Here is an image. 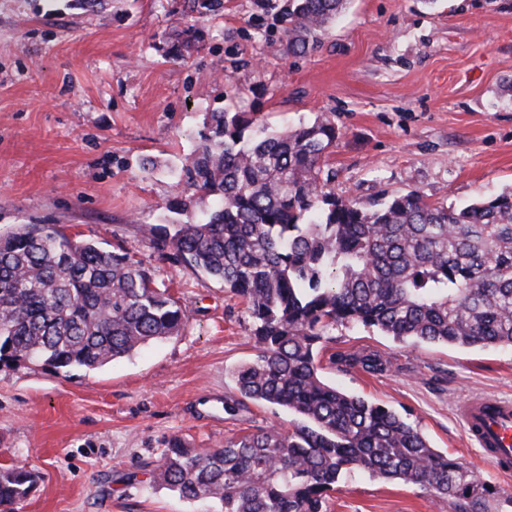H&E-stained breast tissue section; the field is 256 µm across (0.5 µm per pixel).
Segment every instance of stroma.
Instances as JSON below:
<instances>
[{"label": "stroma", "mask_w": 512, "mask_h": 512, "mask_svg": "<svg viewBox=\"0 0 512 512\" xmlns=\"http://www.w3.org/2000/svg\"><path fill=\"white\" fill-rule=\"evenodd\" d=\"M202 30L198 48L178 40ZM276 11L224 0H0V230L58 224L123 246L187 312L178 336L94 371L0 364V464L40 480L18 512H215L149 483L171 438L215 448L288 413L241 401L233 368L257 352L237 296L165 259L143 233L167 201L210 112H258L274 129L327 116L338 132L329 190L363 203L419 191L460 205L512 185V0H349L318 48L296 56ZM373 351L370 374L331 363ZM326 381L381 403L430 445L512 495L466 441L457 400L512 398V349L410 346L340 325L319 356ZM326 512H448L399 481L354 471ZM332 361L349 368H361L368 373H381L388 368V361L383 359L379 354L354 351V352H337L332 354Z\"/></svg>", "instance_id": "obj_1"}]
</instances>
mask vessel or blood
Here are the masks:
<instances>
[{
	"mask_svg": "<svg viewBox=\"0 0 512 512\" xmlns=\"http://www.w3.org/2000/svg\"><path fill=\"white\" fill-rule=\"evenodd\" d=\"M456 411L466 439L501 476L512 474V399L496 394L459 400Z\"/></svg>",
	"mask_w": 512,
	"mask_h": 512,
	"instance_id": "1",
	"label": "vessel or blood"
}]
</instances>
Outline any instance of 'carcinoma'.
Segmentation results:
<instances>
[{
	"mask_svg": "<svg viewBox=\"0 0 512 512\" xmlns=\"http://www.w3.org/2000/svg\"><path fill=\"white\" fill-rule=\"evenodd\" d=\"M347 0H287L288 52L317 47ZM186 158V194L147 224L156 249L241 297L257 354L232 371L242 398L293 416L256 426L222 448L170 441L149 471L187 500L220 512H324L347 473L399 480L451 512H504L512 497L432 448L389 408L324 381L319 354L336 325L399 342L512 348V188L453 207L420 192L367 205L325 189L335 125L271 130L248 112H210ZM184 310L129 250L75 238L56 224L0 234V363L96 370L179 334ZM332 361L381 373L379 354ZM39 474L0 464V512H14Z\"/></svg>",
	"mask_w": 512,
	"mask_h": 512,
	"instance_id": "obj_1",
	"label": "carcinoma"
}]
</instances>
